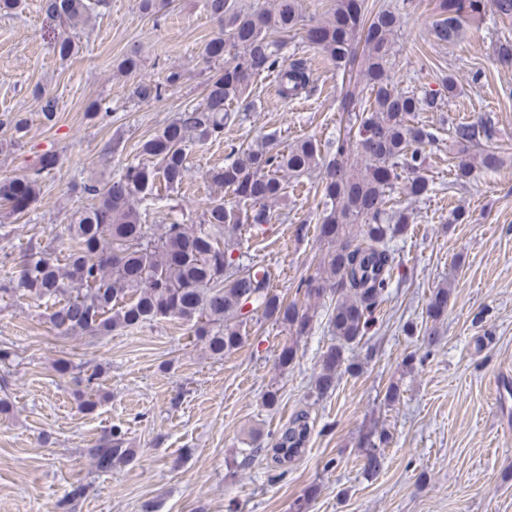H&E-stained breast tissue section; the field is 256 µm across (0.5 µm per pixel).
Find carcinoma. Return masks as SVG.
I'll use <instances>...</instances> for the list:
<instances>
[{
    "label": "carcinoma",
    "instance_id": "1",
    "mask_svg": "<svg viewBox=\"0 0 512 512\" xmlns=\"http://www.w3.org/2000/svg\"><path fill=\"white\" fill-rule=\"evenodd\" d=\"M105 5L106 0H45L44 8L67 31ZM412 5L413 0H401L391 9L375 11L367 0H335L327 20L304 24L299 0H279L273 10L257 4L246 13L234 0H205L209 14L224 25L225 37L204 47L212 69L203 102L186 107L141 143L140 152L157 160L156 166L131 163L118 176L80 185L82 193L98 202L76 212L64 226L71 241L68 253L59 258L29 245L18 276L0 284V298L50 302L48 319L60 337L86 332L107 336L158 318H177L191 324L196 340L214 356L238 350L245 325L259 315L291 336L276 357L278 368L286 370L297 358L298 340L311 330L313 305L329 285L339 293L330 317L338 343L321 356L314 384L317 395L328 394L341 371L353 368L345 364V345L362 339L392 285L394 257L388 243L413 223V212L391 204V195L400 187L416 200L430 191L422 171L426 146L437 135L416 117L443 111L457 93L456 78L449 73L441 76L438 89L421 94L395 85L393 36ZM435 9L438 19L430 35L442 45L456 43L465 26L482 21L489 10L503 21L512 20V0H436ZM297 28L303 42L324 50L342 72L343 132L325 150L303 139L280 151L270 137L234 149L230 162L209 173L234 204L227 205L222 196L213 198L201 224L173 222L159 232L144 223L142 205L159 199L156 181L168 190L182 185L189 152L224 136V127L239 118L232 105L244 98L253 78L274 74L278 94L286 100L310 92L307 60L281 56L279 35ZM78 51L69 35L53 46L62 60ZM180 79L172 71L162 82L142 80L132 95L141 102L160 100ZM449 131L460 156L452 183L469 181L478 167L495 171L502 164L501 153L487 147L495 136L492 118L462 121ZM57 164V155L46 152L28 174L0 180V203L8 206L9 214H21L38 200L43 174ZM315 169L323 175L318 231L328 249L315 274L298 283L296 295L302 300L289 301L273 290L274 273L267 265L232 258V239L245 228L261 230L271 223L272 205L286 197L288 179ZM449 295L446 285L432 291L426 305L429 318L445 315ZM308 430L304 414L282 430L273 449L278 465H287L302 452ZM388 443L382 434L364 437V472L379 471ZM91 454L101 472L121 468L133 458L119 426L104 430Z\"/></svg>",
    "mask_w": 512,
    "mask_h": 512
}]
</instances>
